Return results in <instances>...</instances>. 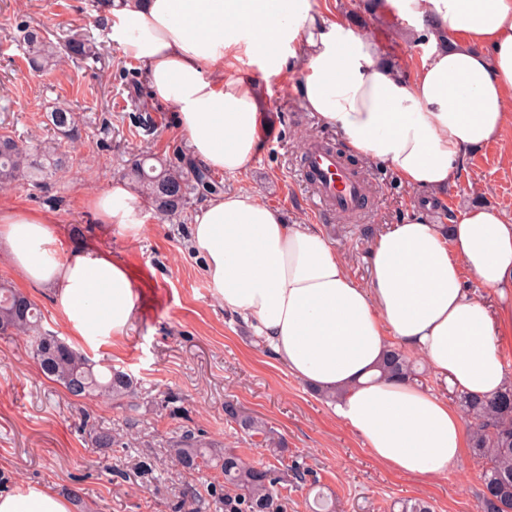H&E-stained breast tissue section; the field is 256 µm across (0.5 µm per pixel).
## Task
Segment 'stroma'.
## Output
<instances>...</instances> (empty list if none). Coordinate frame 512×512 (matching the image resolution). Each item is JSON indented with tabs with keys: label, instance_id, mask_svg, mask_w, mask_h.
Instances as JSON below:
<instances>
[{
	"label": "stroma",
	"instance_id": "obj_1",
	"mask_svg": "<svg viewBox=\"0 0 512 512\" xmlns=\"http://www.w3.org/2000/svg\"><path fill=\"white\" fill-rule=\"evenodd\" d=\"M317 2L329 20L376 40L382 61L405 74L432 48L428 34L417 32L405 0L372 13L356 10L354 0ZM36 25L56 42L75 31L91 36L103 51L101 61L30 69L21 35ZM238 66L257 75L265 136L245 171L222 175L225 191H249L283 211L289 222L321 232L355 279L369 278L373 233L415 211L430 223L446 224L458 211L487 203L512 219L510 127L503 142L470 153L456 185L436 204L383 166L349 155L351 166L371 184L372 198L356 218L319 220L302 176L303 152L313 139H326L339 150L344 144L336 130L322 127L306 110L296 91L305 58L295 56L267 72L246 56ZM56 106L69 107L81 120L82 137L69 146L71 169L44 190L17 181L0 191V204L52 214L49 231L59 252L91 243L132 271L135 315L127 334L101 337L80 349L130 374L141 396L121 406L71 397L41 375L22 339H0V490L45 486L65 495L74 488L81 495L75 512H224L206 492L209 475L179 471L169 448L189 428L218 447L241 450L256 464H274L253 439L226 423L224 404L231 401L283 437L285 464L308 470V480H288V512H311L320 493L335 500L337 512H397L396 501L408 497L428 501L433 512H479L483 466L471 453L437 478L382 466L336 420L328 400L258 346L255 332L225 310L202 258L189 247L204 198H194L182 217L170 221L145 205L140 226L100 223L88 200L118 181L131 154L187 152L178 115L152 98L141 66L111 41L95 0H0V133L38 145L51 136L46 114ZM103 430L115 438L111 447L96 442Z\"/></svg>",
	"mask_w": 512,
	"mask_h": 512
}]
</instances>
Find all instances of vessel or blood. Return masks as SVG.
<instances>
[{
	"instance_id": "1",
	"label": "vessel or blood",
	"mask_w": 512,
	"mask_h": 512,
	"mask_svg": "<svg viewBox=\"0 0 512 512\" xmlns=\"http://www.w3.org/2000/svg\"><path fill=\"white\" fill-rule=\"evenodd\" d=\"M303 173L323 218L334 214L358 216L371 194L365 179L330 144L319 139L307 145Z\"/></svg>"
}]
</instances>
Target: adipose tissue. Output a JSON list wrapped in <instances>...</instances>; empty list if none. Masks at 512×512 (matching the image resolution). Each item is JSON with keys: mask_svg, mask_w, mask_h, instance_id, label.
<instances>
[{"mask_svg": "<svg viewBox=\"0 0 512 512\" xmlns=\"http://www.w3.org/2000/svg\"><path fill=\"white\" fill-rule=\"evenodd\" d=\"M435 48L414 75L381 63L376 43L328 20L311 0H112L110 38L141 64L153 97L173 106L189 156L215 172L246 169L259 150L255 77L234 63L279 69L300 50L298 93L347 149L409 188L445 191L467 155L512 123V0H406ZM102 223H137L121 183L90 198ZM49 219L0 207V248L25 285L54 291L74 335L121 336L134 315L135 277L93 246L57 255ZM191 246L225 309L251 321L274 358L316 391H339L336 419L371 456L406 475L447 473L466 448L465 418L446 396L376 380L393 345L423 357L439 383L494 394L512 348V221L480 206L451 233L425 214L391 225L370 249L362 284L320 233L288 223L246 192L209 198ZM493 291L476 298L464 276ZM0 512H73L46 487L0 491Z\"/></svg>", "mask_w": 512, "mask_h": 512, "instance_id": "adipose-tissue-1", "label": "adipose tissue"}]
</instances>
